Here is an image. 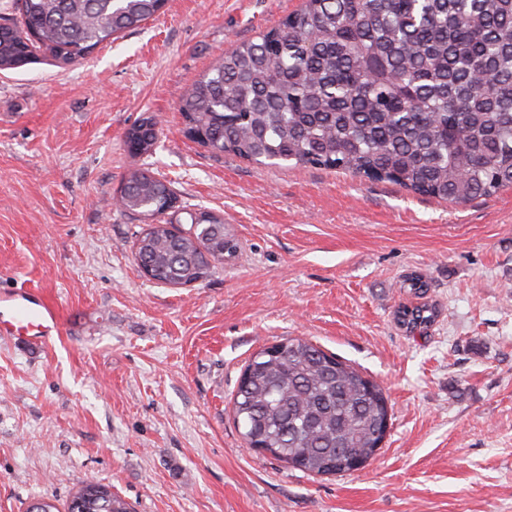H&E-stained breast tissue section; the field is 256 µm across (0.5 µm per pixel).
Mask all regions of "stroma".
<instances>
[{
	"label": "stroma",
	"instance_id": "1",
	"mask_svg": "<svg viewBox=\"0 0 512 512\" xmlns=\"http://www.w3.org/2000/svg\"><path fill=\"white\" fill-rule=\"evenodd\" d=\"M302 0H167L61 69L0 72V291L39 293L62 332L0 334V512L110 484L134 512H512V188L465 204L331 169L259 166L182 132V95ZM155 117L158 149L126 129ZM170 181L186 216H224L235 259L199 283L144 278L128 172ZM435 321L395 318L417 299ZM304 336L385 388L363 469L315 476L246 447L232 398L259 349ZM436 309L433 305L423 303L411 309L406 306L398 308L396 318L399 324L406 325L405 330L412 331L416 328L427 327L435 321L437 317Z\"/></svg>",
	"mask_w": 512,
	"mask_h": 512
}]
</instances>
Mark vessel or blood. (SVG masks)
Returning a JSON list of instances; mask_svg holds the SVG:
<instances>
[{
	"mask_svg": "<svg viewBox=\"0 0 512 512\" xmlns=\"http://www.w3.org/2000/svg\"><path fill=\"white\" fill-rule=\"evenodd\" d=\"M61 319L54 306L34 300L27 292H0V331L28 333L29 343L45 344L61 332Z\"/></svg>",
	"mask_w": 512,
	"mask_h": 512,
	"instance_id": "obj_1",
	"label": "vessel or blood"
}]
</instances>
